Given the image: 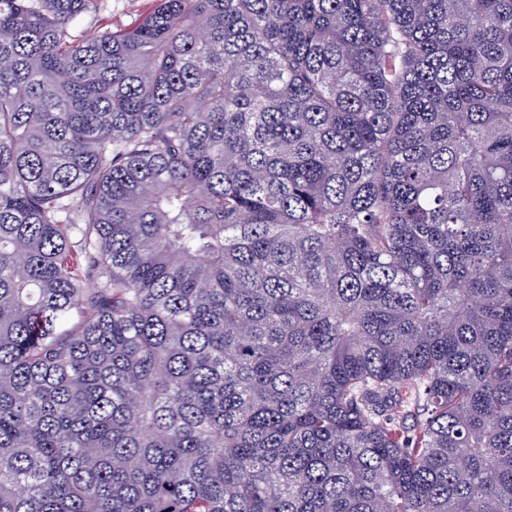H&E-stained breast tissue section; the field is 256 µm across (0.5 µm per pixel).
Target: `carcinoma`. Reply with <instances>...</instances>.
Masks as SVG:
<instances>
[{"instance_id":"cac0c4a2","label":"carcinoma","mask_w":512,"mask_h":512,"mask_svg":"<svg viewBox=\"0 0 512 512\" xmlns=\"http://www.w3.org/2000/svg\"><path fill=\"white\" fill-rule=\"evenodd\" d=\"M155 2L0 0V512H512V0ZM155 6L154 0H97L94 8L81 16L79 34H97L123 28Z\"/></svg>"}]
</instances>
